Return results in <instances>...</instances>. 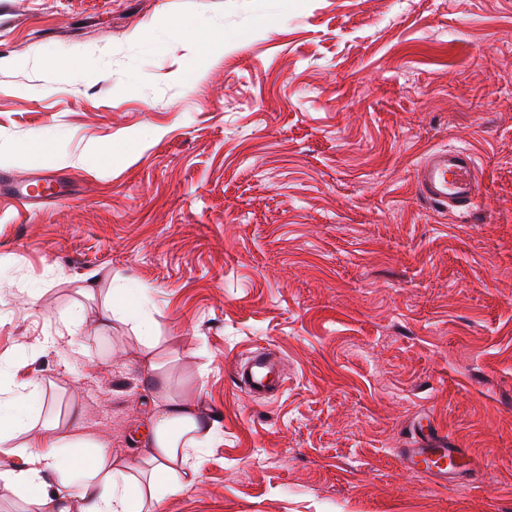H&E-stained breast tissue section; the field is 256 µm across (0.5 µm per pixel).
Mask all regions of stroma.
Returning <instances> with one entry per match:
<instances>
[{
	"mask_svg": "<svg viewBox=\"0 0 512 512\" xmlns=\"http://www.w3.org/2000/svg\"><path fill=\"white\" fill-rule=\"evenodd\" d=\"M436 148L474 153L475 213L420 197ZM3 171L70 197L0 193V382L135 455L147 321L220 425L159 512H512V0H0ZM258 347L266 401L230 376ZM424 417L465 482L399 463ZM113 291V296L105 297L97 307V316L101 326L104 329H112V321H116L119 323H126V316L124 309L117 304L116 302L119 300V292L120 289H115Z\"/></svg>",
	"mask_w": 512,
	"mask_h": 512,
	"instance_id": "35a3bbf8",
	"label": "stroma"
}]
</instances>
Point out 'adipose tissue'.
<instances>
[{"mask_svg":"<svg viewBox=\"0 0 512 512\" xmlns=\"http://www.w3.org/2000/svg\"><path fill=\"white\" fill-rule=\"evenodd\" d=\"M146 380L163 391L154 404L147 445L132 458L112 456L103 439L80 434V413L35 420L22 408L42 391L38 379L0 385V484L25 512H157L197 475L195 458L217 435V423L194 401L166 395L162 365Z\"/></svg>","mask_w":512,"mask_h":512,"instance_id":"obj_1","label":"adipose tissue"}]
</instances>
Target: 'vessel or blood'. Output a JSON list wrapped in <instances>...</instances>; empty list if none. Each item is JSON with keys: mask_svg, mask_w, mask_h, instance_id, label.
I'll use <instances>...</instances> for the list:
<instances>
[{"mask_svg": "<svg viewBox=\"0 0 512 512\" xmlns=\"http://www.w3.org/2000/svg\"><path fill=\"white\" fill-rule=\"evenodd\" d=\"M8 185L23 205L60 196L57 182L50 177L32 183L12 179ZM417 185L421 197L427 201L457 211H472L480 192L474 155L466 150L431 151L419 165ZM274 370L273 356L256 354L236 365L233 383L253 397L262 398L281 384ZM397 455L408 470L443 485L457 482L470 465L467 450L456 447L445 433L433 426L420 430L415 443L398 449Z\"/></svg>", "mask_w": 512, "mask_h": 512, "instance_id": "b4317fda", "label": "vessel or blood"}]
</instances>
